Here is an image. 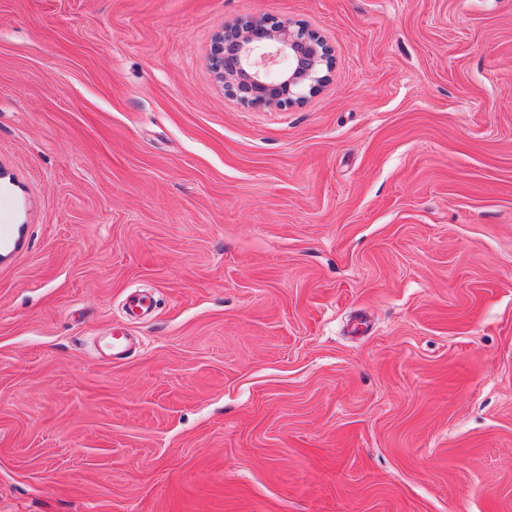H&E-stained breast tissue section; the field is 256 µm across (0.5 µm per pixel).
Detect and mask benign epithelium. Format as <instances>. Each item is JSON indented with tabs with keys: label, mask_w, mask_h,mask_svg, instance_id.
<instances>
[{
	"label": "benign epithelium",
	"mask_w": 512,
	"mask_h": 512,
	"mask_svg": "<svg viewBox=\"0 0 512 512\" xmlns=\"http://www.w3.org/2000/svg\"><path fill=\"white\" fill-rule=\"evenodd\" d=\"M210 68L240 104H303L329 79L333 54L319 35L288 22L224 23L213 36Z\"/></svg>",
	"instance_id": "1"
}]
</instances>
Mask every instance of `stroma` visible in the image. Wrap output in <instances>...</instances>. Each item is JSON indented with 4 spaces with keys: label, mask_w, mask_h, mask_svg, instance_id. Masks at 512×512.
<instances>
[{
    "label": "stroma",
    "mask_w": 512,
    "mask_h": 512,
    "mask_svg": "<svg viewBox=\"0 0 512 512\" xmlns=\"http://www.w3.org/2000/svg\"><path fill=\"white\" fill-rule=\"evenodd\" d=\"M1 224L0 512H512V0H0ZM333 54L319 35L288 22H225L213 36L210 68L240 104L285 108L303 104L329 79ZM285 62L273 73V67Z\"/></svg>",
    "instance_id": "stroma-1"
}]
</instances>
